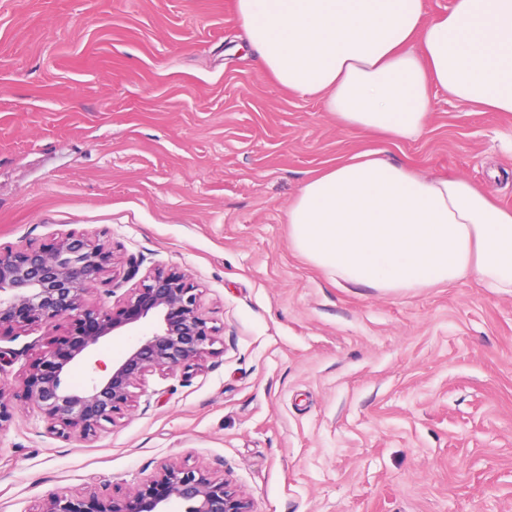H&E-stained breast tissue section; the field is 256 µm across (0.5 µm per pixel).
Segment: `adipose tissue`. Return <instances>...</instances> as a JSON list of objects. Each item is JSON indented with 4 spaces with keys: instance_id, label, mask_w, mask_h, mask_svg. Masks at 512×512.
<instances>
[{
    "instance_id": "adipose-tissue-1",
    "label": "adipose tissue",
    "mask_w": 512,
    "mask_h": 512,
    "mask_svg": "<svg viewBox=\"0 0 512 512\" xmlns=\"http://www.w3.org/2000/svg\"><path fill=\"white\" fill-rule=\"evenodd\" d=\"M265 73L320 97L345 127L418 138L432 90L512 114V0H233ZM293 248L334 281L397 292L474 277L512 295V208L471 181L427 177L379 152L307 179Z\"/></svg>"
}]
</instances>
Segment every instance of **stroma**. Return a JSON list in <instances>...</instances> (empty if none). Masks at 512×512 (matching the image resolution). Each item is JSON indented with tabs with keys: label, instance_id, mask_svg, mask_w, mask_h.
<instances>
[{
	"label": "stroma",
	"instance_id": "1",
	"mask_svg": "<svg viewBox=\"0 0 512 512\" xmlns=\"http://www.w3.org/2000/svg\"><path fill=\"white\" fill-rule=\"evenodd\" d=\"M230 2L0 0V245L105 243L111 305L139 284L128 260L182 270L224 339L88 440L14 402L0 512L163 461L223 463L255 512H512V295L343 286L288 224L307 177L369 150L512 208V114L436 92L417 139L342 127L261 71ZM46 335L0 339L17 354L0 379Z\"/></svg>",
	"mask_w": 512,
	"mask_h": 512
}]
</instances>
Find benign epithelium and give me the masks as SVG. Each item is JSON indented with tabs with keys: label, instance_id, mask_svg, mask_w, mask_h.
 Wrapping results in <instances>:
<instances>
[{
	"label": "benign epithelium",
	"instance_id": "obj_1",
	"mask_svg": "<svg viewBox=\"0 0 512 512\" xmlns=\"http://www.w3.org/2000/svg\"><path fill=\"white\" fill-rule=\"evenodd\" d=\"M112 251L83 235L68 233L51 243L0 247V337L16 327L42 326L57 332L16 388L0 383V423L11 418L16 400L36 407L60 437L88 439L133 402V389L148 374L189 377L207 358L220 354V329L202 311L197 288L176 269L154 267L140 287L114 306L90 305L91 287L110 288ZM134 334L112 370L97 360L78 390L62 374L90 347L109 336ZM171 500L185 512H253L224 476L210 466L162 464L138 486L103 492L50 493L40 512H162Z\"/></svg>",
	"mask_w": 512,
	"mask_h": 512
}]
</instances>
